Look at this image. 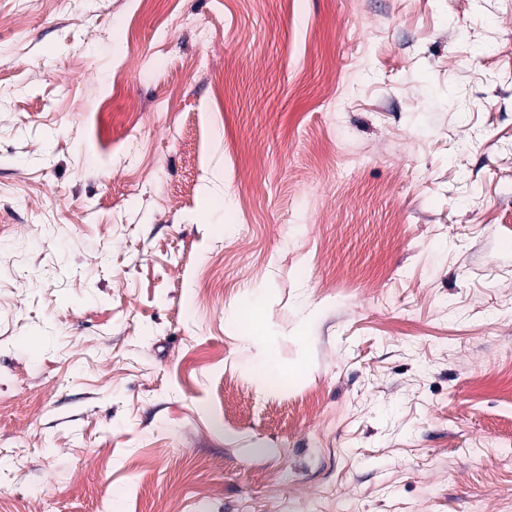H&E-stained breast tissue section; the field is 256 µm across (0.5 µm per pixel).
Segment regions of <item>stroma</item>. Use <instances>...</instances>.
<instances>
[{
    "label": "stroma",
    "mask_w": 512,
    "mask_h": 512,
    "mask_svg": "<svg viewBox=\"0 0 512 512\" xmlns=\"http://www.w3.org/2000/svg\"><path fill=\"white\" fill-rule=\"evenodd\" d=\"M1 452L0 512H512V0H0Z\"/></svg>",
    "instance_id": "stroma-1"
}]
</instances>
